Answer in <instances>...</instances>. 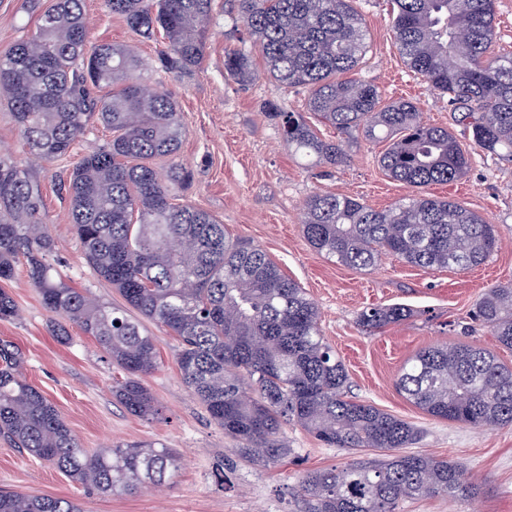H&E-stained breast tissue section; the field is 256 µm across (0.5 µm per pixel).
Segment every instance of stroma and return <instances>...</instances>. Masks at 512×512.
<instances>
[{"mask_svg":"<svg viewBox=\"0 0 512 512\" xmlns=\"http://www.w3.org/2000/svg\"><path fill=\"white\" fill-rule=\"evenodd\" d=\"M217 2L203 62L181 75L157 68L162 37H136L108 10L105 0H84V12L94 41L133 46L148 65V82L177 103L183 127L179 156L194 172L191 187L180 193L181 203L213 215L230 238L262 248L303 288L318 308L322 335L345 364L349 398L410 422L421 432L412 452L462 462L482 483L475 497L409 501L401 512H512V426L476 429L434 419L396 386L404 363L437 344L462 342L484 348L512 367V351L500 348L495 336L470 318L487 288L512 283V163L480 153L466 176L431 188L434 195L455 199L496 225L501 245L485 264L465 271H428L388 255L374 269L360 271L328 260L302 232V205L308 196H350L380 210L408 195L409 189L380 166L386 148L382 142L358 141L344 163L305 168L268 119L269 104L303 113L322 138H334L333 129L308 111L306 89L283 87L264 73L236 0ZM51 3L0 0V55L35 33L40 15ZM353 5L369 33V51L358 77L378 87L382 103L410 100L424 123L462 134V126L453 122L447 95L430 90L405 66L394 38L391 0H354ZM233 48L255 59L256 76L249 84H239L224 72V52ZM111 136L101 124L90 122L71 156L32 166L12 111L0 102V154L28 166L41 187L40 218L55 241L48 262L71 287L120 307L124 301L119 293L86 264L68 202L59 190L76 158L98 149ZM6 288L18 316L0 321V339L23 352L25 378L56 407L82 446L96 451L160 442L177 451L181 467L163 488L104 495L0 440V492L72 498L82 512H302L296 493L299 479L310 470L343 468L354 458L352 452L326 447L291 423L282 429L291 453L280 465L260 467L242 459L234 442L183 383L177 338L150 321L145 327L155 340L158 367L144 382L161 413L151 419L132 416L112 395L113 386L126 374L106 350L75 326L69 329L70 341L59 342L51 328L54 317L30 286L25 269H17ZM395 303L411 308V316L371 334L358 325L363 309Z\"/></svg>","mask_w":512,"mask_h":512,"instance_id":"1","label":"stroma"}]
</instances>
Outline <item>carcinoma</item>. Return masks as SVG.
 Instances as JSON below:
<instances>
[{
  "mask_svg": "<svg viewBox=\"0 0 512 512\" xmlns=\"http://www.w3.org/2000/svg\"><path fill=\"white\" fill-rule=\"evenodd\" d=\"M138 37L161 34L158 56L168 73L201 65L215 0H107ZM266 74L309 90L308 109L333 127L325 140L299 112L269 104L295 153L336 165L359 137L388 142L379 162L413 194L384 210L358 199L315 193L302 206L309 245L351 269L392 255L426 270L472 269L497 250L495 225L462 203L430 195L432 185L461 179L478 153L512 161V53L494 52L495 0H392L396 44L405 65L448 95L468 132L420 121L415 106L382 107L378 89L355 77L367 31L351 0H237ZM127 45L96 43L83 0H54L31 37L0 57V99L10 105L28 153L45 165L71 152L92 118L113 133L72 168L70 215L86 263L115 288L128 309L167 328L179 341L181 377L240 456L260 466L291 449L280 437L294 422L330 448L380 458L354 459L338 471L313 470L299 481L303 512H399L400 504L478 494L460 462L408 454L417 439L409 422L345 395L343 362L324 341L318 310L260 248L230 239L205 211L174 203L173 189L192 173L178 160L182 124L167 93L148 84ZM224 71L248 82L252 60L224 53ZM116 85L100 100L94 90ZM164 158L159 175L153 160ZM42 198L28 169L0 155V281L26 269L42 304L101 344L127 378L115 397L133 415L159 413L141 376L157 368L153 339L127 309L93 300L58 277L46 261L54 248L39 221ZM0 289V320L15 317ZM411 314L404 305L367 308L358 325L379 330ZM473 320L512 349V283L482 295ZM17 346L0 341V438L49 462L86 488L132 494L167 483L180 469L176 451L136 443L90 452L57 409L22 374ZM398 387L426 414L473 428L512 425V368L489 350L466 344L428 347L401 368ZM0 512H81L75 499L1 493Z\"/></svg>",
  "mask_w": 512,
  "mask_h": 512,
  "instance_id": "obj_1",
  "label": "carcinoma"
}]
</instances>
